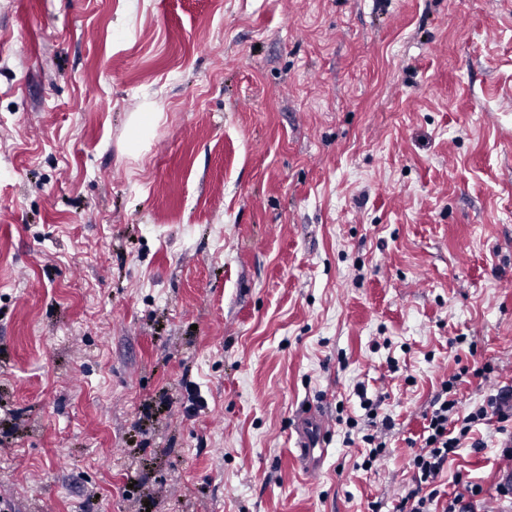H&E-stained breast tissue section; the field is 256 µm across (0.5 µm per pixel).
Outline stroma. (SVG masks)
<instances>
[{
    "instance_id": "stroma-1",
    "label": "stroma",
    "mask_w": 512,
    "mask_h": 512,
    "mask_svg": "<svg viewBox=\"0 0 512 512\" xmlns=\"http://www.w3.org/2000/svg\"><path fill=\"white\" fill-rule=\"evenodd\" d=\"M507 279L512 0H0L9 512H397L443 380L512 387ZM472 436L443 490L508 505Z\"/></svg>"
}]
</instances>
